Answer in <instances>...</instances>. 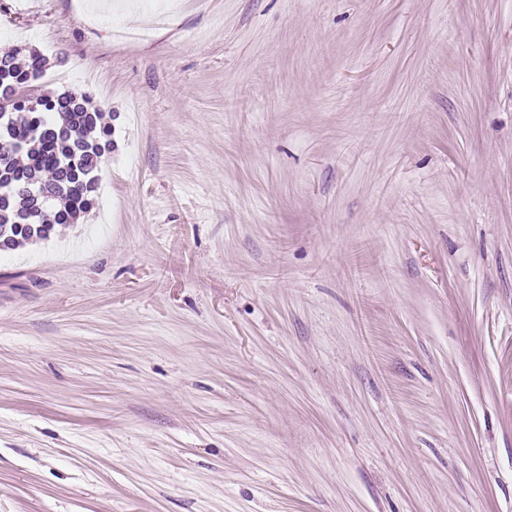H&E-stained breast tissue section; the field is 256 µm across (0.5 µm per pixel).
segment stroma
<instances>
[{
	"instance_id": "1",
	"label": "stroma",
	"mask_w": 512,
	"mask_h": 512,
	"mask_svg": "<svg viewBox=\"0 0 512 512\" xmlns=\"http://www.w3.org/2000/svg\"><path fill=\"white\" fill-rule=\"evenodd\" d=\"M0 0L112 150L0 258V512H512V0Z\"/></svg>"
}]
</instances>
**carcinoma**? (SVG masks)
<instances>
[{
	"mask_svg": "<svg viewBox=\"0 0 512 512\" xmlns=\"http://www.w3.org/2000/svg\"><path fill=\"white\" fill-rule=\"evenodd\" d=\"M20 54L0 56V139L13 140L25 157L0 155V251L46 239L55 225L88 211L112 150V128L87 96H21L45 59Z\"/></svg>",
	"mask_w": 512,
	"mask_h": 512,
	"instance_id": "cac0c4a2",
	"label": "carcinoma"
}]
</instances>
